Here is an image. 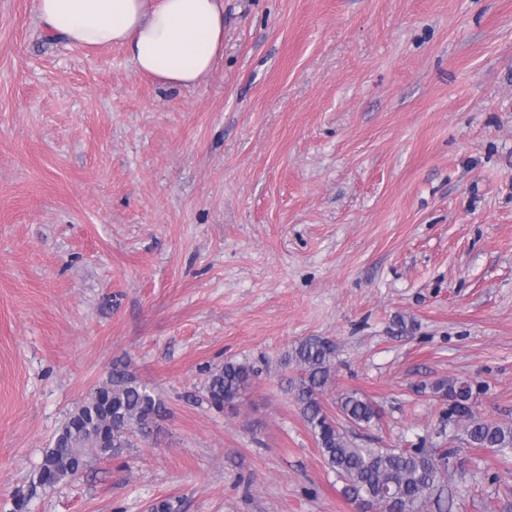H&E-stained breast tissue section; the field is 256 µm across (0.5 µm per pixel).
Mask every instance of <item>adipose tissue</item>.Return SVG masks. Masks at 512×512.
I'll return each instance as SVG.
<instances>
[{"instance_id":"adipose-tissue-1","label":"adipose tissue","mask_w":512,"mask_h":512,"mask_svg":"<svg viewBox=\"0 0 512 512\" xmlns=\"http://www.w3.org/2000/svg\"><path fill=\"white\" fill-rule=\"evenodd\" d=\"M36 11L48 37L120 44L169 86L194 85L224 52V0H37Z\"/></svg>"}]
</instances>
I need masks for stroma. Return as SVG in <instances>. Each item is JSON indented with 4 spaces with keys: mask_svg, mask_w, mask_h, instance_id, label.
Listing matches in <instances>:
<instances>
[{
    "mask_svg": "<svg viewBox=\"0 0 512 512\" xmlns=\"http://www.w3.org/2000/svg\"><path fill=\"white\" fill-rule=\"evenodd\" d=\"M380 410L363 448H455L451 512H512V458L461 446L436 383L512 423V0H224L190 87L0 0V512H351L287 380ZM246 395L203 396L224 361ZM122 364L147 438L55 488L44 452ZM257 374L258 370L249 362L225 361L208 377L205 390L207 402L222 408L226 403L241 399Z\"/></svg>",
    "mask_w": 512,
    "mask_h": 512,
    "instance_id": "1",
    "label": "stroma"
}]
</instances>
